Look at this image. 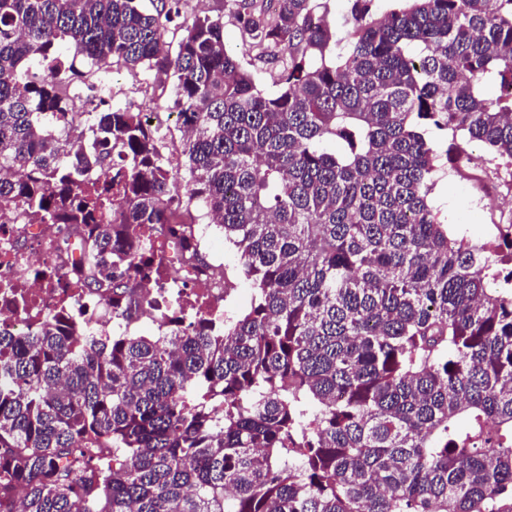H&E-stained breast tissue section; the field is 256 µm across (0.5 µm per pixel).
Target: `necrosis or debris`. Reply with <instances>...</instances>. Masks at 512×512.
<instances>
[{"label": "necrosis or debris", "instance_id": "obj_1", "mask_svg": "<svg viewBox=\"0 0 512 512\" xmlns=\"http://www.w3.org/2000/svg\"><path fill=\"white\" fill-rule=\"evenodd\" d=\"M467 242L484 248L500 267L512 268V218L483 225ZM87 247L79 228L34 221L22 211L1 215L0 328L25 335L50 317L64 325L78 318L90 333L107 336L134 328L163 331L175 312L223 320L231 299L220 287L223 265L198 269L166 236L144 235L140 249L159 258L164 272L140 281L138 295L153 303L128 321L116 315L111 299L81 288Z\"/></svg>", "mask_w": 512, "mask_h": 512}]
</instances>
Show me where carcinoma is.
<instances>
[{"mask_svg": "<svg viewBox=\"0 0 512 512\" xmlns=\"http://www.w3.org/2000/svg\"><path fill=\"white\" fill-rule=\"evenodd\" d=\"M349 2L333 41L314 0H231L288 52L268 95L221 14L172 54L181 0H0V210L82 225L85 287L118 303L159 275L144 227L207 265L176 220L199 203L254 291L169 336L0 329V512L16 487L19 512H512V290L438 220L424 136L512 160V0ZM78 57L173 78L186 188L142 108L29 76Z\"/></svg>", "mask_w": 512, "mask_h": 512, "instance_id": "obj_1", "label": "carcinoma"}]
</instances>
